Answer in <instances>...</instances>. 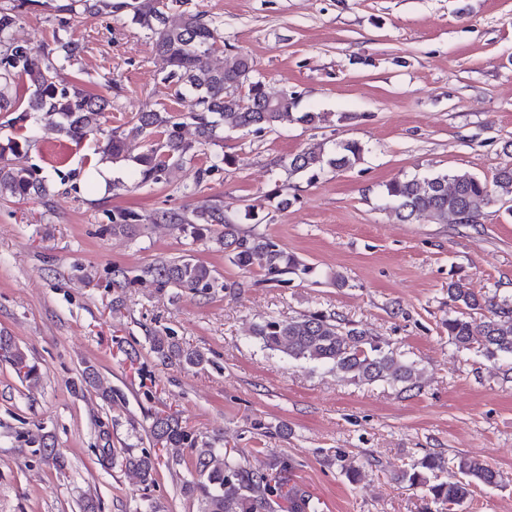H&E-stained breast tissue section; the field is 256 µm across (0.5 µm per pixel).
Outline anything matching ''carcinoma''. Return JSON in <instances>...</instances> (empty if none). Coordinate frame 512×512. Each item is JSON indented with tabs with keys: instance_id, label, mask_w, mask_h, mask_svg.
Listing matches in <instances>:
<instances>
[{
	"instance_id": "1",
	"label": "carcinoma",
	"mask_w": 512,
	"mask_h": 512,
	"mask_svg": "<svg viewBox=\"0 0 512 512\" xmlns=\"http://www.w3.org/2000/svg\"><path fill=\"white\" fill-rule=\"evenodd\" d=\"M54 11L63 15L60 24L67 37L34 48L13 38V28L39 0H0V112H20L22 119L43 113L55 116V127L65 139L80 144L98 137V153L114 162L132 160L136 164L137 187L170 182L183 163L218 145L224 130L261 133L286 121L313 125L322 120L320 112L295 115L299 94L284 91L270 95L264 82L254 77V60L237 52L224 66L211 65V57L226 47L224 32L216 20L193 8L192 0H54ZM126 13L130 22L152 39L155 63L164 81L177 95L189 100V109L175 113L166 109H146L130 121L111 129L103 119L112 109V98L90 93L79 83L62 84L58 71L74 65L84 51V43L70 29V20ZM27 85L28 96L17 93V81ZM190 121L195 138L187 140L181 127ZM161 133L162 139H155ZM142 152L131 155L135 144ZM22 143L17 139L0 146V198L45 202L46 181L35 176L21 160ZM363 155V147L352 141L331 149L319 144L288 158L283 167L288 174L330 168H351ZM228 158L219 152L206 154V165L198 172L197 187L212 174L224 170ZM512 195V161L500 166L487 183L468 171L436 173L423 178L394 179L386 185L387 196L396 204L400 221L410 223L429 218L438 224H477L484 210L495 202V193ZM160 219L187 233L196 241H210L241 270L258 267L265 281L287 284L292 275H308L312 268L288 253L277 241L243 230L224 216V206L206 202L191 210L164 211ZM141 221L133 211L112 219V233H128ZM160 292L178 288L192 294H208L214 288H230L219 282L214 269L194 258L160 260L143 270ZM448 305L453 315L444 328L448 341L459 351L476 350L489 360L512 358V296L481 297L457 282L448 284ZM481 312L480 321L472 312ZM261 349L296 361L323 365L340 377L358 385L376 381L418 387L416 364L387 349L364 328L335 313L309 312L288 320L268 318L250 330ZM153 351L166 362L172 359L187 367L206 362L204 354L182 348L169 336L153 337ZM0 356L9 361L18 376L37 384L41 375L27 354L10 337L0 336ZM150 433L155 444L173 457L188 448L193 454V479L185 490L196 500L198 512H319L313 495L292 482L296 463L284 457L266 462L261 468L248 466L236 456L203 440L183 426L175 413L154 416ZM328 461L337 466L349 482L357 481L359 469L348 462L342 448ZM157 458L148 452L125 458V467L142 482L153 480ZM500 474L468 454L448 458L427 453L395 474V479L424 492L423 512H460L479 486L495 487Z\"/></svg>"
}]
</instances>
